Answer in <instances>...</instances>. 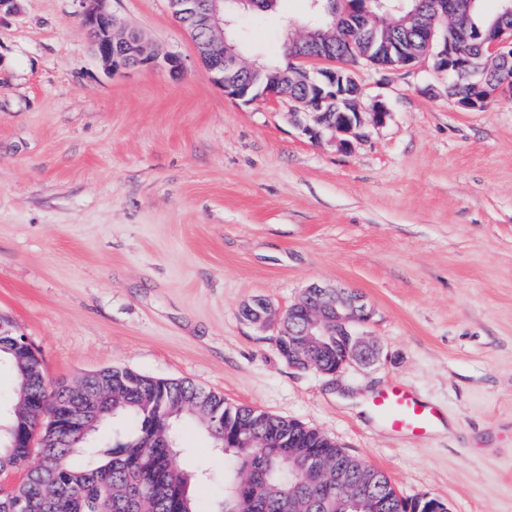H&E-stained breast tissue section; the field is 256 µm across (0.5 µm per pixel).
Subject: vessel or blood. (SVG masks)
<instances>
[{
	"mask_svg": "<svg viewBox=\"0 0 512 512\" xmlns=\"http://www.w3.org/2000/svg\"><path fill=\"white\" fill-rule=\"evenodd\" d=\"M371 405L393 431L402 435L416 438L428 436L441 420L438 408L400 383L392 384L374 395Z\"/></svg>",
	"mask_w": 512,
	"mask_h": 512,
	"instance_id": "b4317fda",
	"label": "vessel or blood"
}]
</instances>
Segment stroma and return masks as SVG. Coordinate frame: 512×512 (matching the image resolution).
Returning a JSON list of instances; mask_svg holds the SVG:
<instances>
[{
  "mask_svg": "<svg viewBox=\"0 0 512 512\" xmlns=\"http://www.w3.org/2000/svg\"><path fill=\"white\" fill-rule=\"evenodd\" d=\"M108 6L183 75L104 69L79 0L0 16V313L48 383L113 365L186 379L318 429L403 497L512 512V98L465 110L432 61L364 68L363 109L390 115L340 151L287 107L225 97L168 0ZM310 10L279 0L236 25L285 65ZM314 282L366 298L372 366L297 370L240 316ZM396 382L450 430L399 435L351 403Z\"/></svg>",
  "mask_w": 512,
  "mask_h": 512,
  "instance_id": "1",
  "label": "stroma"
}]
</instances>
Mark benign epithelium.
I'll list each match as a JSON object with an SVG mask.
<instances>
[{"instance_id":"1","label":"benign epithelium","mask_w":512,"mask_h":512,"mask_svg":"<svg viewBox=\"0 0 512 512\" xmlns=\"http://www.w3.org/2000/svg\"><path fill=\"white\" fill-rule=\"evenodd\" d=\"M81 25L92 41L97 60L116 72L137 68H163L179 78L184 63L176 55H160L142 41L133 31L116 32L115 19L107 7L108 0H80ZM477 0H419L413 12L415 23L411 33L420 40L417 46H408L384 37H375L350 44L352 61L337 63L336 56L323 44L324 35L309 32L305 37L289 38L292 54L289 68L264 77L251 75L239 80L232 71L237 69L236 57L224 52V0H170L174 17L190 31H201L205 37L194 40L197 54L203 64L204 75L224 89V95L246 103L263 101L286 104L289 116L302 128L309 139L325 141L340 150H347L352 141L365 137L366 125L361 112L365 86L356 78L355 67L375 66L381 57L396 59L395 71L411 70L421 58L433 60L434 68L448 74V97L470 110L483 109L503 96H512V0H502V9L483 29L457 28L453 32L438 31L427 22L422 13L435 17L461 18L470 16ZM380 0H356L355 8L340 14L346 27L362 29L373 16ZM476 44L486 48L490 58L500 62L497 74L487 76L475 62L477 56L463 47ZM304 297L318 300V311L305 319L293 317L295 307L277 311L265 299L255 300L264 313L254 320L263 328L273 323L278 335L297 337L301 345L320 344L327 336L348 337L343 360L328 372L311 362L288 359L297 370L318 374H336L348 367L372 364L378 355L375 343L362 331L373 316L361 294L333 288L314 282L304 291ZM36 412L44 426L53 432L65 427L86 428L97 420L98 412L91 401H84L79 409ZM11 447L31 448L34 436L19 428L7 429Z\"/></svg>"}]
</instances>
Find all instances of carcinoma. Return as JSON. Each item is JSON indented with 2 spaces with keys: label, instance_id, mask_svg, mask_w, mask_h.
Segmentation results:
<instances>
[{
  "label": "carcinoma",
  "instance_id": "obj_1",
  "mask_svg": "<svg viewBox=\"0 0 512 512\" xmlns=\"http://www.w3.org/2000/svg\"><path fill=\"white\" fill-rule=\"evenodd\" d=\"M414 0H398L388 20L369 24L377 36L409 38L405 17ZM227 46L237 55L247 37L235 27L225 30ZM344 336H328L314 349L313 359L328 370L343 356ZM11 337H0V367L12 374L14 390L7 408L18 410L28 428L39 420L26 413L30 402L51 408L71 400L70 387L61 382L46 388L44 378L26 370L10 349ZM112 385L100 394L103 421L111 423L107 441L90 444L80 433L61 430L54 463L45 469L30 455L0 447V471L21 467L26 476L17 487L22 512H416L418 501L401 497L384 474L378 477L375 506L344 510L348 493L363 466L336 442L301 423L269 415L180 379L150 377L114 366ZM195 419L224 456L222 491L206 509L192 493L196 482L210 479L203 464L181 468L183 451L179 428ZM238 427L249 430L253 447H234ZM325 469L297 483L292 470L307 465L312 453ZM346 476V488L336 489V471Z\"/></svg>",
  "mask_w": 512,
  "mask_h": 512
}]
</instances>
